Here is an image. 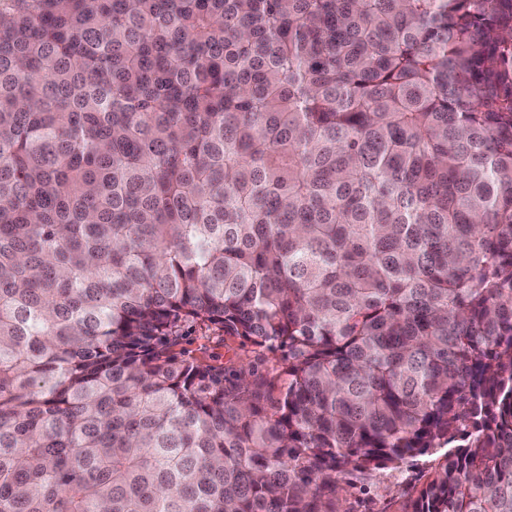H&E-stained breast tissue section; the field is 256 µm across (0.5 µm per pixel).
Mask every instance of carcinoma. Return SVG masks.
Masks as SVG:
<instances>
[{
	"label": "carcinoma",
	"mask_w": 512,
	"mask_h": 512,
	"mask_svg": "<svg viewBox=\"0 0 512 512\" xmlns=\"http://www.w3.org/2000/svg\"><path fill=\"white\" fill-rule=\"evenodd\" d=\"M427 453L400 512H512V0H0V512H351ZM200 336L204 335L199 327L190 328L187 336L184 337L176 349L183 348L193 351L194 356L211 365L219 366L224 364V367H227L234 363L236 369L241 364L250 365L258 375L268 379L275 376V368L281 357L280 351H271L265 347H259L240 337L224 335V342L213 341L207 343L200 339ZM203 343H206L208 347L204 353L198 350Z\"/></svg>",
	"instance_id": "carcinoma-1"
}]
</instances>
